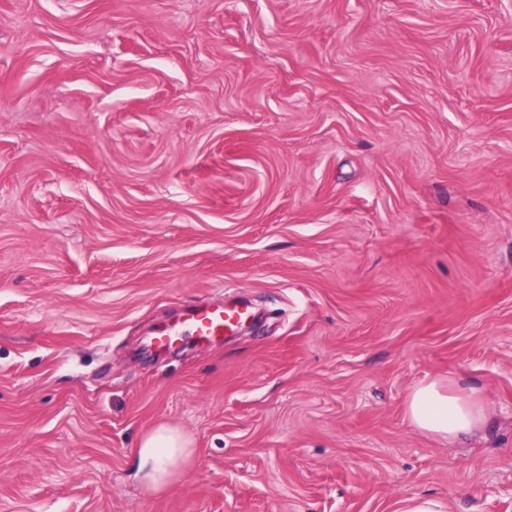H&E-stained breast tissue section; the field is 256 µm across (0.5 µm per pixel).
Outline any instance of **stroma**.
Masks as SVG:
<instances>
[{
	"mask_svg": "<svg viewBox=\"0 0 512 512\" xmlns=\"http://www.w3.org/2000/svg\"><path fill=\"white\" fill-rule=\"evenodd\" d=\"M431 378L487 422L412 426ZM410 498L512 512V0H0V512ZM252 317L250 308L244 303L218 302L194 306L180 319L161 326L151 337L149 347L156 352L173 349L186 339L201 344H213L224 339L226 333ZM406 414L416 428L448 442L480 429L488 419L489 405L451 382L425 380L408 395ZM193 442L180 428L161 423L145 431L137 444V474L147 492L173 484L193 457Z\"/></svg>",
	"mask_w": 512,
	"mask_h": 512,
	"instance_id": "stroma-1",
	"label": "stroma"
}]
</instances>
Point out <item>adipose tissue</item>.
<instances>
[{"label": "adipose tissue", "mask_w": 512, "mask_h": 512, "mask_svg": "<svg viewBox=\"0 0 512 512\" xmlns=\"http://www.w3.org/2000/svg\"><path fill=\"white\" fill-rule=\"evenodd\" d=\"M406 414L418 429L448 441L480 429L489 415V405L476 393L452 383L425 380L406 400ZM193 442L180 428L161 423L145 431L137 444V474L146 491L166 490L193 457Z\"/></svg>", "instance_id": "ef3b65f1"}]
</instances>
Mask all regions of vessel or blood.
Listing matches in <instances>:
<instances>
[{
  "label": "vessel or blood",
  "mask_w": 512,
  "mask_h": 512,
  "mask_svg": "<svg viewBox=\"0 0 512 512\" xmlns=\"http://www.w3.org/2000/svg\"><path fill=\"white\" fill-rule=\"evenodd\" d=\"M251 315L250 308L243 303L218 302L194 306L187 309L178 321L161 326L151 337L149 346L154 351L165 352L188 339L201 344L219 342Z\"/></svg>",
  "instance_id": "1"
}]
</instances>
